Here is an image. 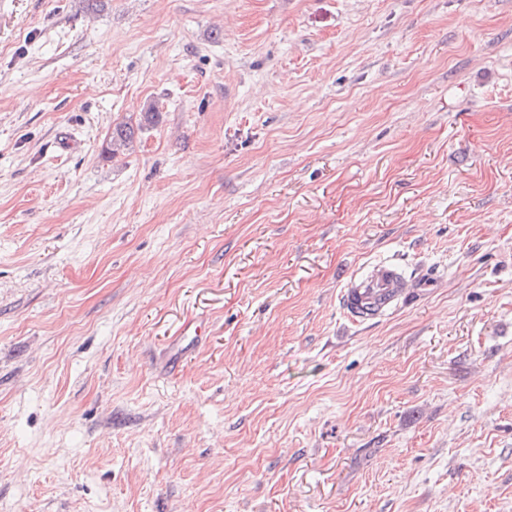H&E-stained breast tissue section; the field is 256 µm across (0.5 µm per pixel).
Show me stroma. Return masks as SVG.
Here are the masks:
<instances>
[{"label": "stroma", "instance_id": "stroma-1", "mask_svg": "<svg viewBox=\"0 0 512 512\" xmlns=\"http://www.w3.org/2000/svg\"><path fill=\"white\" fill-rule=\"evenodd\" d=\"M0 512H512V0H0ZM159 116V112L155 104H148L141 109L139 115V122L136 128L133 124L125 122L117 124L106 142L105 152L110 156H115L124 150L129 149L137 130H140L142 126L156 122ZM400 277L390 264L378 265L371 275L352 277L340 295L344 315L353 322H364L382 315L400 296Z\"/></svg>", "mask_w": 512, "mask_h": 512}]
</instances>
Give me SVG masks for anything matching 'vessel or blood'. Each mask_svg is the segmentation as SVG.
<instances>
[{
    "instance_id": "vessel-or-blood-1",
    "label": "vessel or blood",
    "mask_w": 512,
    "mask_h": 512,
    "mask_svg": "<svg viewBox=\"0 0 512 512\" xmlns=\"http://www.w3.org/2000/svg\"><path fill=\"white\" fill-rule=\"evenodd\" d=\"M400 294L397 270L384 263L369 276L351 278L340 295V306L350 321L364 322L380 317Z\"/></svg>"
}]
</instances>
